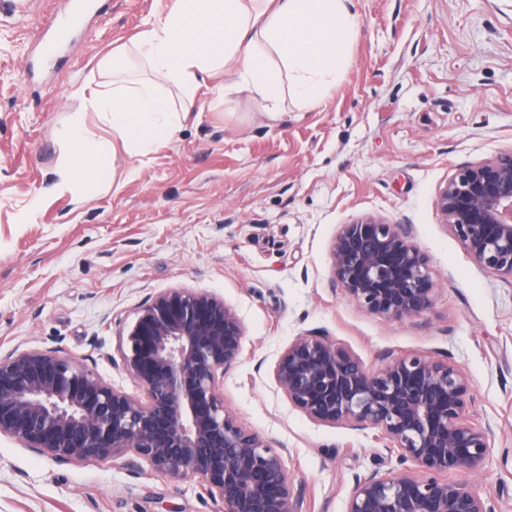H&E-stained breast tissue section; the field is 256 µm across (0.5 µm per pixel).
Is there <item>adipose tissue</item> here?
<instances>
[{"label": "adipose tissue", "mask_w": 512, "mask_h": 512, "mask_svg": "<svg viewBox=\"0 0 512 512\" xmlns=\"http://www.w3.org/2000/svg\"><path fill=\"white\" fill-rule=\"evenodd\" d=\"M352 6L353 0H172L134 41L152 79L116 81L88 97L89 110L118 133L120 144L91 142L80 121L67 122L59 133L68 150L58 188L100 187L117 150L136 155L172 141L179 114L199 109V77L209 71L228 76V91L244 86L274 105L289 93L304 106H319L349 62L357 32ZM162 83L178 90L179 109L159 92Z\"/></svg>", "instance_id": "adipose-tissue-1"}]
</instances>
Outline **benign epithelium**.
Here are the masks:
<instances>
[{"mask_svg":"<svg viewBox=\"0 0 512 512\" xmlns=\"http://www.w3.org/2000/svg\"><path fill=\"white\" fill-rule=\"evenodd\" d=\"M435 206L480 267L512 282V149L459 169ZM332 272L360 308L388 319L420 316L433 303L428 260L400 224L366 218L344 225ZM243 336L237 313L213 294H157L138 311L124 353L142 399L53 350L0 357V435L61 460L132 450L161 475L199 479L224 512H301L281 453L242 428L218 393ZM276 380L311 420L375 429L399 464L419 467L416 476L357 478L347 512H495L462 479L490 443L468 418L469 384L454 363L405 356L370 371L353 352L307 335L282 353Z\"/></svg>","mask_w":512,"mask_h":512,"instance_id":"7a95c632","label":"benign epithelium"}]
</instances>
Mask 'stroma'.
Here are the masks:
<instances>
[{
	"mask_svg": "<svg viewBox=\"0 0 512 512\" xmlns=\"http://www.w3.org/2000/svg\"><path fill=\"white\" fill-rule=\"evenodd\" d=\"M62 0H0V356L52 349L138 398L125 370L136 313L170 288L223 298L243 352L224 372V406L284 451L303 512H346L355 477L399 466L380 432L313 422L275 369L303 335L328 337L376 370L406 356L449 357L470 383L468 416L486 459L468 475L512 512V283L479 267L435 208L461 167L512 149V0H355L349 64L314 108L280 116L248 91L201 93L175 142L118 152L111 182L78 199L50 192L66 153L61 122L84 118V88L108 89L98 63L146 78L131 54L166 0H101L63 55L37 74L29 56ZM404 225L436 292L421 316L363 311L333 284L343 225ZM0 512H224L195 478L159 475L128 452L59 461L0 435Z\"/></svg>",
	"mask_w": 512,
	"mask_h": 512,
	"instance_id": "1",
	"label": "stroma"
}]
</instances>
